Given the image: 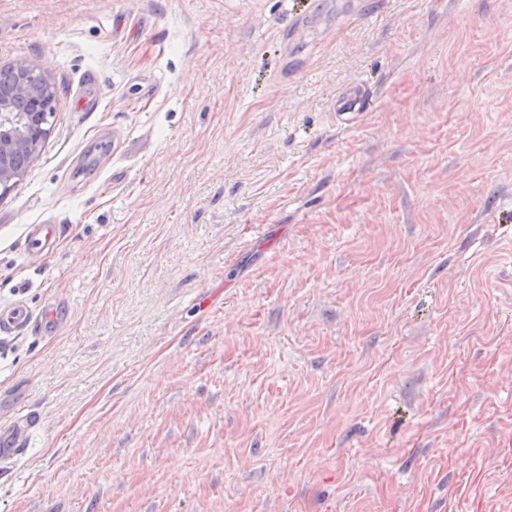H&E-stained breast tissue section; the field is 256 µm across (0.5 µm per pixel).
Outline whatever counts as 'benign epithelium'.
I'll use <instances>...</instances> for the list:
<instances>
[{
    "label": "benign epithelium",
    "mask_w": 512,
    "mask_h": 512,
    "mask_svg": "<svg viewBox=\"0 0 512 512\" xmlns=\"http://www.w3.org/2000/svg\"><path fill=\"white\" fill-rule=\"evenodd\" d=\"M13 68L34 75L36 83L17 84L12 90L0 93V119L18 99L27 101L29 111L32 112V120L25 131L16 135L0 132V192L3 194L9 192L16 181L25 175V170L16 165V159L22 153L37 151L40 141L46 134V129L42 128V112L53 110L52 103L56 97L53 83L47 75L28 61L18 60L13 64Z\"/></svg>",
    "instance_id": "benign-epithelium-1"
}]
</instances>
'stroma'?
<instances>
[{
	"label": "stroma",
	"mask_w": 512,
	"mask_h": 512,
	"mask_svg": "<svg viewBox=\"0 0 512 512\" xmlns=\"http://www.w3.org/2000/svg\"><path fill=\"white\" fill-rule=\"evenodd\" d=\"M19 59L0 308L70 318L0 334V512H512V0H0ZM12 67L20 72H28L35 75L37 83L31 85L16 84L10 91L5 92L2 90L0 96L1 125L2 118L5 115L4 112L12 108L18 99L27 101L29 105L28 112H33L32 120L25 131L14 136L9 132H0V196L9 192L16 181L25 175V169L33 158L31 157V159L25 161L24 170L16 165V159L25 152L36 153L40 141L47 132L46 128H42L43 122L40 119L42 112L46 110L53 111L52 103L56 97L53 83L47 75L39 71L28 61L18 60ZM370 108V95L367 85L360 81L343 93L336 112V122L341 126H353ZM55 231V224H33L29 226L25 238L28 252L43 253L49 250ZM8 427L0 428V463H13L20 459L24 446L29 438L30 430L36 424L35 415L20 417Z\"/></svg>",
	"instance_id": "stroma-1"
}]
</instances>
